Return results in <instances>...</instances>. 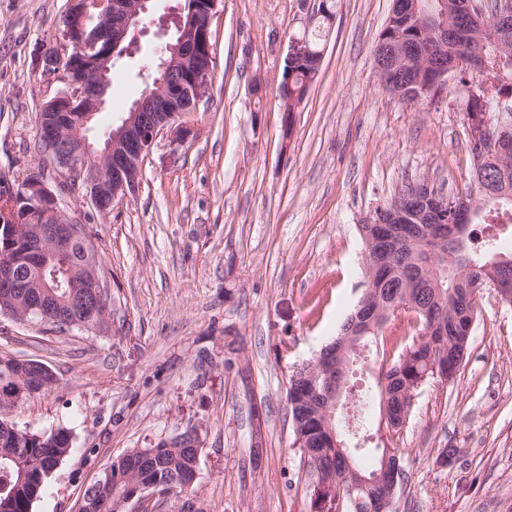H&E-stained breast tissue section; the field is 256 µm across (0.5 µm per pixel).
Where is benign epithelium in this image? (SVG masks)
I'll return each instance as SVG.
<instances>
[{
    "label": "benign epithelium",
    "mask_w": 512,
    "mask_h": 512,
    "mask_svg": "<svg viewBox=\"0 0 512 512\" xmlns=\"http://www.w3.org/2000/svg\"><path fill=\"white\" fill-rule=\"evenodd\" d=\"M151 0H69L53 47L44 55L46 79H61L65 87L46 100L38 122L39 139L47 146L45 157L64 181V192L83 199L99 213L112 209L136 194L142 160L151 153L159 136L168 138L173 150L185 146L199 135L190 115L200 111L212 84V46L209 22L196 19L184 25V8L172 16L175 33L159 50L158 69L162 77L153 92L137 100L120 124L99 142L87 132L96 114L107 103L110 63L127 54L125 42L130 34L147 30ZM398 7L417 21L433 41L441 40V30L429 26L430 14L421 0H400ZM472 24L457 32L464 65L480 76L493 74L504 85L512 83L502 53L503 38L483 26V13L471 3ZM496 47V62L489 63L484 45ZM380 51L373 55L374 67L383 85L400 99L418 101L435 97L447 90L452 71L443 72L424 86L407 82L405 70L410 65L402 47L378 40ZM469 135L478 148L486 139L497 142L496 149L512 135V127L499 115L472 114ZM19 201L43 213L42 223L26 226L13 217L14 232L24 237L27 263L37 273L33 281L22 279L10 251L0 254V293L12 299L4 314L24 320L32 313H42L49 299L55 297L57 279L47 275L55 258L68 255L75 245L83 246L84 262L70 265L66 273L69 308L82 314L73 324L94 327L108 310L91 307V297L106 293L100 276L99 261L91 238L83 225L70 219L58 204L57 195L48 187V175L41 164L32 167L15 192ZM153 493L137 490L126 501L127 512H142Z\"/></svg>",
    "instance_id": "obj_1"
}]
</instances>
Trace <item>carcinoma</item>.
Here are the masks:
<instances>
[{"instance_id":"carcinoma-1","label":"carcinoma","mask_w":512,"mask_h":512,"mask_svg":"<svg viewBox=\"0 0 512 512\" xmlns=\"http://www.w3.org/2000/svg\"><path fill=\"white\" fill-rule=\"evenodd\" d=\"M392 30L421 50L425 38L412 27L392 20ZM308 65L296 67L288 88V115L306 99L313 79ZM503 113L512 125V85L492 90L478 107ZM473 169L463 196L448 198V208L436 213V224H362L367 288L340 325L336 336L319 354L296 367L288 378L286 401L299 470L306 483L336 486L333 512H398L406 463L402 449L393 446L412 412L417 391L437 380L451 382L468 354L465 335L475 318L478 297L486 287L512 274V248L495 235L482 238L473 226L488 229L500 217L512 218V161L496 164V145L486 157L470 149ZM12 186L0 181V212L16 211L23 224H39L42 214L13 209ZM394 322L418 327L419 333L391 350L375 370L380 421L372 434H363V447L346 444L338 408L365 400L347 386L351 367L365 369L359 349L383 340L384 328ZM29 371L15 359L0 360V405L10 403L27 384ZM73 451L72 433L63 427L49 432L0 429V512H32L51 475ZM193 448H160L144 458L131 448L117 457L110 473L83 493L84 512H124L134 492V475L153 484V490L177 497L190 489Z\"/></svg>"}]
</instances>
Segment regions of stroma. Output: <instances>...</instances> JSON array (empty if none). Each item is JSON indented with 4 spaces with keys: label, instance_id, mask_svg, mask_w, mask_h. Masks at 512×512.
<instances>
[{
    "label": "stroma",
    "instance_id": "35a3bbf8",
    "mask_svg": "<svg viewBox=\"0 0 512 512\" xmlns=\"http://www.w3.org/2000/svg\"><path fill=\"white\" fill-rule=\"evenodd\" d=\"M67 6L0 0V179L13 185L42 159L37 115L61 88L44 80L42 55ZM391 7L335 0L321 70L286 142L279 85L289 41L312 29L316 4L221 0L197 139L176 151L160 140L135 196L108 216L60 195L92 235L112 312L100 328L65 333L0 316V359L40 360L58 379L25 395L13 421L73 434L34 512H77L124 451L193 428L203 439L195 489L153 512H311L291 450L288 376L335 336L365 288L358 226L410 182L464 193L472 169L466 88L454 80L406 103L382 86L372 51ZM159 43L146 33L118 62L89 138L128 111L139 61ZM479 306L455 381L425 385L393 438L406 462L399 512H512V307L489 289ZM450 447L459 454L441 466Z\"/></svg>",
    "mask_w": 512,
    "mask_h": 512
}]
</instances>
